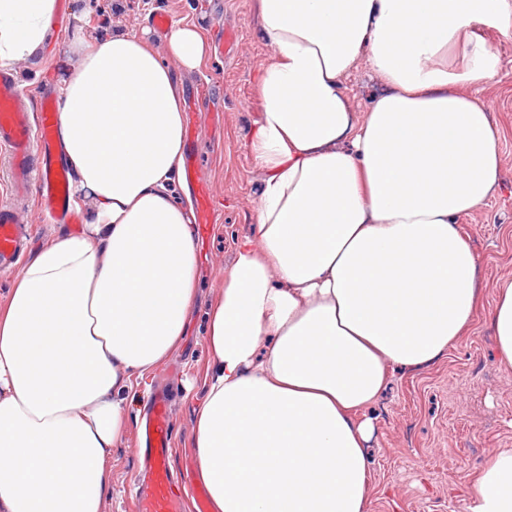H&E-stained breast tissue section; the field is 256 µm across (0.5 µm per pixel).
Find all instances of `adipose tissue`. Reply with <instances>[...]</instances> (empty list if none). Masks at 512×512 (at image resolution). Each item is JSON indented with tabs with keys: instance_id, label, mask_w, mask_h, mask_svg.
<instances>
[{
	"instance_id": "ef3b65f1",
	"label": "adipose tissue",
	"mask_w": 512,
	"mask_h": 512,
	"mask_svg": "<svg viewBox=\"0 0 512 512\" xmlns=\"http://www.w3.org/2000/svg\"><path fill=\"white\" fill-rule=\"evenodd\" d=\"M56 7L0 0V62L33 57ZM260 15L255 233L210 308L192 450L212 512H370L368 409L393 367L433 361L476 316L458 219L501 160L469 89L499 70L478 28H512V0H260ZM66 41L59 133L85 227L0 300V512H103L129 433L120 393L179 346L198 292L173 70L134 35ZM204 52L173 28L182 67ZM363 60L388 90L359 116L343 81ZM491 321L511 368L512 282ZM474 486L470 512H512V448Z\"/></svg>"
}]
</instances>
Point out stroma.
Returning a JSON list of instances; mask_svg holds the SVG:
<instances>
[{
    "mask_svg": "<svg viewBox=\"0 0 512 512\" xmlns=\"http://www.w3.org/2000/svg\"><path fill=\"white\" fill-rule=\"evenodd\" d=\"M83 10L89 14L85 32L92 38L125 32L165 49V34L150 24L161 12L172 25L197 26L208 45L198 69L174 68L182 96L205 102L196 116V148L216 202L211 234L196 246L198 298L170 355L181 366L171 464L175 473L192 479L197 473L193 408L210 367L207 313L232 263L235 242L252 233L256 220L259 180L246 141L256 117V77L271 48L255 0H69L65 27L50 30L35 57L14 63L27 104H34L43 87H59L72 66L65 36ZM228 28L238 35L230 53L222 49ZM480 33L501 60L496 77L472 89L501 128L496 143L501 175L493 198L460 218L459 225L481 268V309L469 331L438 361L414 372L395 371L371 409L376 425L369 448L376 486L372 512H470L477 473L498 449L512 448V368L500 364L489 322L498 284L512 281V31L486 25ZM136 438L129 432L112 450V493L103 512H132Z\"/></svg>",
    "mask_w": 512,
    "mask_h": 512,
    "instance_id": "35a3bbf8",
    "label": "stroma"
}]
</instances>
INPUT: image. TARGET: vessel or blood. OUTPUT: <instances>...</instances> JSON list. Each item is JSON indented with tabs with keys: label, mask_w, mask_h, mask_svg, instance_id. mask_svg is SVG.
I'll return each instance as SVG.
<instances>
[{
	"label": "vessel or blood",
	"mask_w": 512,
	"mask_h": 512,
	"mask_svg": "<svg viewBox=\"0 0 512 512\" xmlns=\"http://www.w3.org/2000/svg\"><path fill=\"white\" fill-rule=\"evenodd\" d=\"M20 100L21 89L13 69L0 67V154L8 162L10 188L36 189L41 207L56 223H75L59 150L60 115L55 96L51 91H42L33 114L21 106ZM184 179L193 195L195 233L201 236L213 222L215 202L191 144L184 155ZM28 236L29 229L20 223L17 213L0 206V272L16 266ZM173 401L167 380L158 381L138 430L141 465L133 482L135 512H182V503L188 496L195 501L194 512H207L204 492H189L170 466Z\"/></svg>",
	"instance_id": "1"
}]
</instances>
